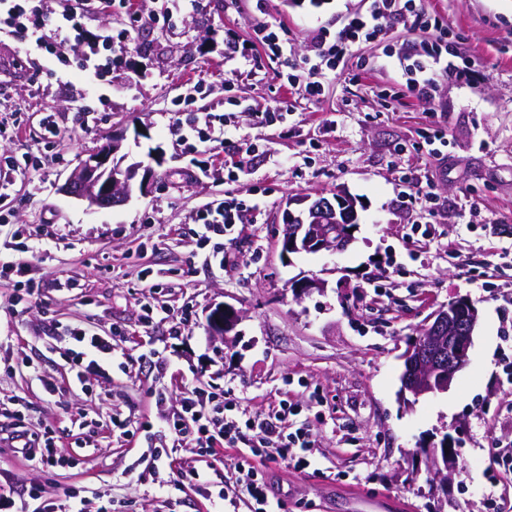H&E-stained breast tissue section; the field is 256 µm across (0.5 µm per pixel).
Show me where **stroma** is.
Wrapping results in <instances>:
<instances>
[{
	"label": "stroma",
	"instance_id": "stroma-1",
	"mask_svg": "<svg viewBox=\"0 0 512 512\" xmlns=\"http://www.w3.org/2000/svg\"><path fill=\"white\" fill-rule=\"evenodd\" d=\"M424 4L462 70L429 103L406 85L404 48L426 37L408 18L328 72L320 99L288 83L318 30L337 32L364 0H199L182 14L172 0H131L92 11L88 29L128 34L112 44L123 63L99 87L72 67L87 51L74 40L48 66L26 58L24 39L0 43V255L27 264L0 280V408L21 410L20 425L65 459L38 467L0 442V498L28 512H69L77 499L85 512H213L232 453L174 443L163 428L196 384L250 415L284 399L303 405L314 463L268 468L284 512H489L493 499L512 512V474H494L492 450L512 443V0ZM132 11L143 19L135 29ZM260 22L286 28L283 58L233 74L227 41H250ZM277 101L292 115L260 121ZM177 109L230 114L223 146L203 153L178 141ZM438 127L436 161L423 136ZM112 139L147 170L143 185L111 208L62 194L80 160ZM199 169L205 177L190 179ZM418 186L436 210L414 202ZM339 188L357 201L353 241L283 254L289 200ZM241 191L249 224L200 240L195 213ZM302 276L326 285L295 295ZM461 298L479 313L466 367L447 391L402 392L408 344ZM224 302L243 314L229 342L207 320ZM147 304L173 308L180 333L144 323ZM75 328L117 344L79 383ZM443 442L457 469L439 484L424 451ZM158 448L171 449V469L153 468Z\"/></svg>",
	"mask_w": 512,
	"mask_h": 512
}]
</instances>
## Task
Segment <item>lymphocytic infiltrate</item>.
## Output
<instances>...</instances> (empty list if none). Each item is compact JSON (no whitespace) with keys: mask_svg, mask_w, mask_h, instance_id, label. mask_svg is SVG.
<instances>
[{"mask_svg":"<svg viewBox=\"0 0 512 512\" xmlns=\"http://www.w3.org/2000/svg\"><path fill=\"white\" fill-rule=\"evenodd\" d=\"M114 1L123 7L128 4V0H67L66 7L56 13L31 7V0H0V35L14 36L19 28L26 26L41 51H51L54 37L64 33L74 34L76 39L107 51L112 47L111 34L89 32L83 20L97 4L108 5ZM406 15L424 28L438 32L443 29L442 24L433 23L422 0H369L366 11L349 16L334 39L319 35L311 65L303 75L294 77V84L304 95L320 97L325 69L335 68L355 46L378 38L393 21ZM412 54L414 75L409 78L407 88L417 99H430L437 80L453 77L456 66L444 55L437 39L420 43ZM218 120V115L203 112L186 119L174 118L170 129L184 141L195 137L202 143L220 145L224 142V128ZM248 211L245 201L232 195L196 213L195 221L201 226L202 236H224L236 225L246 223ZM302 411V405L284 400L267 415L242 420L231 414L229 404L214 399L202 387L194 386L184 391L177 410L166 424L177 436H196L207 452L219 448L235 451L237 461L233 477L218 495V512L237 507L243 500L247 501L250 512H282V501L277 498L266 473L259 471L256 464L281 462L298 471L310 466L315 446L314 428L310 420L303 418Z\"/></svg>","mask_w":512,"mask_h":512,"instance_id":"f902f5d3","label":"lymphocytic infiltrate"}]
</instances>
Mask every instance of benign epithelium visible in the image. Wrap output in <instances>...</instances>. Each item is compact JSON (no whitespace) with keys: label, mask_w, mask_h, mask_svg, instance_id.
I'll use <instances>...</instances> for the list:
<instances>
[{"label":"benign epithelium","mask_w":512,"mask_h":512,"mask_svg":"<svg viewBox=\"0 0 512 512\" xmlns=\"http://www.w3.org/2000/svg\"><path fill=\"white\" fill-rule=\"evenodd\" d=\"M117 151L118 145L110 142L89 156L67 178L61 191L90 206L112 207L125 202L131 195L138 166H122V160L115 158ZM297 202H307L309 206L297 214L291 210L285 212L284 254L342 250L353 240L349 229L356 228V204L345 192H336L334 204L324 198L313 201L309 195ZM477 319L478 311L467 299L453 301L431 314L403 355L401 391L418 398L448 390L455 375L467 365V351ZM241 320L234 306L219 305L213 310L209 329L227 342ZM454 456L451 448L441 453L435 449L429 451L430 479L445 480L444 471L452 467Z\"/></svg>","instance_id":"obj_1"}]
</instances>
